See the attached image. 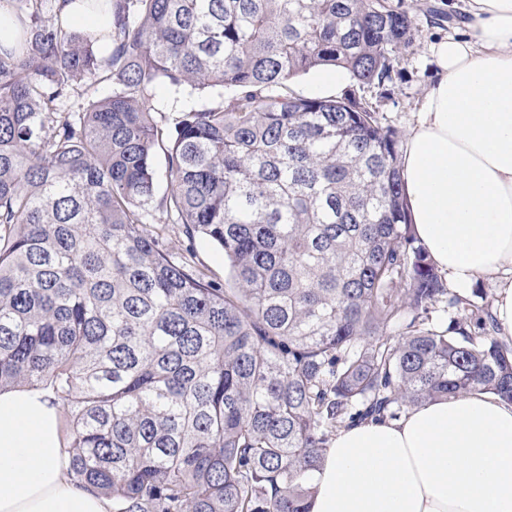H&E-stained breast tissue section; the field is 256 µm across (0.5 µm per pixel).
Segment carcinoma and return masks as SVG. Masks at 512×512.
<instances>
[{
	"mask_svg": "<svg viewBox=\"0 0 512 512\" xmlns=\"http://www.w3.org/2000/svg\"><path fill=\"white\" fill-rule=\"evenodd\" d=\"M44 2L0 0V392L53 396L76 482L112 512H309L339 429L512 402V346L416 238L365 95L412 43L395 0H83L112 16L93 34ZM327 67L341 95L290 89ZM161 80L228 99L169 129ZM160 210L221 248L228 287L160 248Z\"/></svg>",
	"mask_w": 512,
	"mask_h": 512,
	"instance_id": "obj_1",
	"label": "carcinoma"
}]
</instances>
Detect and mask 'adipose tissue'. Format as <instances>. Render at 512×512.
I'll return each mask as SVG.
<instances>
[{
	"instance_id": "adipose-tissue-1",
	"label": "adipose tissue",
	"mask_w": 512,
	"mask_h": 512,
	"mask_svg": "<svg viewBox=\"0 0 512 512\" xmlns=\"http://www.w3.org/2000/svg\"><path fill=\"white\" fill-rule=\"evenodd\" d=\"M401 148L414 231L449 288L495 287L512 340V0H466ZM49 394L0 393V512H111L74 482ZM309 512H512V403L480 393L337 431Z\"/></svg>"
}]
</instances>
